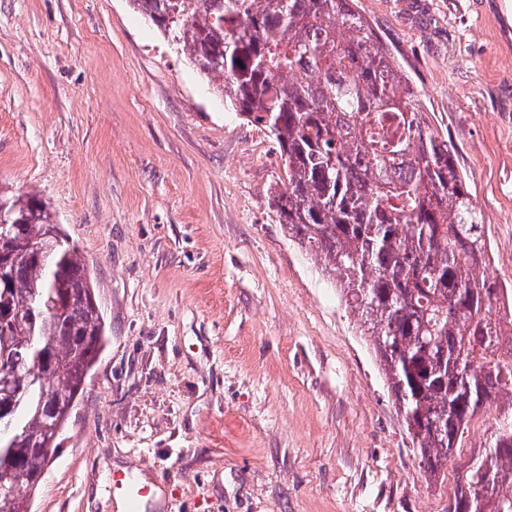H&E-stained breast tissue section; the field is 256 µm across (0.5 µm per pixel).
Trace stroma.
Here are the masks:
<instances>
[{
  "instance_id": "1",
  "label": "stroma",
  "mask_w": 512,
  "mask_h": 512,
  "mask_svg": "<svg viewBox=\"0 0 512 512\" xmlns=\"http://www.w3.org/2000/svg\"><path fill=\"white\" fill-rule=\"evenodd\" d=\"M403 55L512 288V36L501 0H358ZM249 123L129 0H0V184L50 206L106 345L32 512H117L124 469L171 512H448L512 396L427 480L339 279L269 206Z\"/></svg>"
}]
</instances>
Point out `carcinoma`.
Masks as SVG:
<instances>
[{"label": "carcinoma", "mask_w": 512, "mask_h": 512, "mask_svg": "<svg viewBox=\"0 0 512 512\" xmlns=\"http://www.w3.org/2000/svg\"><path fill=\"white\" fill-rule=\"evenodd\" d=\"M246 120L275 138L286 180L278 223L341 278L380 358L419 466L432 481L487 403L512 392L488 231L448 135L435 131L398 54L357 0H129ZM23 261L9 299L32 309L0 329V512H30L49 452L106 343L89 265L37 195L0 189ZM63 312L52 313L57 301ZM486 484L458 483L451 512H512V450L479 460Z\"/></svg>", "instance_id": "1"}]
</instances>
